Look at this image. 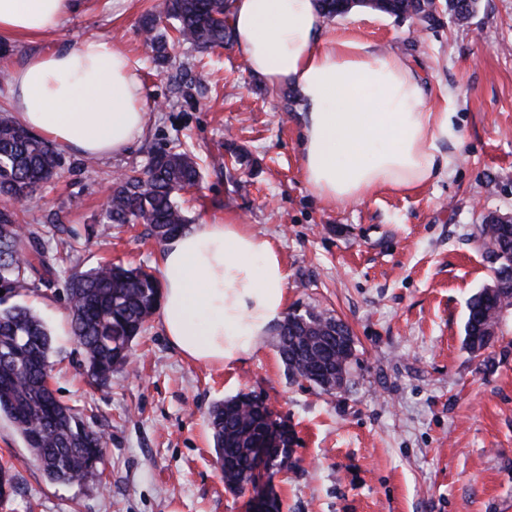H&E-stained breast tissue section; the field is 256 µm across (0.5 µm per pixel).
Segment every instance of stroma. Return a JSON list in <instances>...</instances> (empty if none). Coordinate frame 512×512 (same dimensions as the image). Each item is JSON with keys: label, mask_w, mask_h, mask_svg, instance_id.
<instances>
[{"label": "stroma", "mask_w": 512, "mask_h": 512, "mask_svg": "<svg viewBox=\"0 0 512 512\" xmlns=\"http://www.w3.org/2000/svg\"><path fill=\"white\" fill-rule=\"evenodd\" d=\"M159 0H85L44 38L9 42L0 68L88 38L112 41L142 65L147 130L107 158L61 153L58 178L22 209L46 246L67 254L23 303L52 337L50 385L102 431L103 482L49 483L20 436L0 419V465L17 490L0 512H249L215 463L208 414L250 394L276 406L297 442L271 487L282 512H512V307L492 346L464 344L468 299L491 280L478 237L484 214L512 213V0H480L459 23L363 8L328 19L407 57L456 132L441 153L455 164L417 192L359 202L316 197L301 175L300 103L288 86L253 75L234 43L200 52L168 46L155 62L140 34ZM200 160L198 188L179 202L190 221L231 212L269 239L288 272V312H326L351 330L346 386L326 392L290 378L270 335L224 366L189 361L159 317L133 343L132 365L90 384L71 334L70 275L112 261L156 267L162 247L142 224L104 229L117 172L161 151Z\"/></svg>", "instance_id": "obj_1"}]
</instances>
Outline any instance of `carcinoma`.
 I'll list each match as a JSON object with an SVG mask.
<instances>
[{
	"label": "carcinoma",
	"mask_w": 512,
	"mask_h": 512,
	"mask_svg": "<svg viewBox=\"0 0 512 512\" xmlns=\"http://www.w3.org/2000/svg\"><path fill=\"white\" fill-rule=\"evenodd\" d=\"M228 0H163L161 15L166 31L154 15L146 16L140 30L157 61L168 58V33L177 42L196 49L221 47L232 38ZM478 0H448V14L467 19ZM393 15L420 14V0H318L329 18L343 15L354 5ZM61 156L52 143L33 133L7 112L0 114V248L10 251L0 260V418L19 434L45 477L52 483L89 485L101 482L99 463L106 436L86 425L70 407L54 395L45 371L50 365L52 335L27 307L11 302L21 292L49 281L60 257L38 247L35 232L22 224L17 201L32 199L38 190L58 176ZM201 179L198 163L184 151L153 155L144 169H131L117 181L102 215L104 224H133L150 228L154 237L167 240L189 219L178 196ZM504 232L495 224H482L479 237L488 258L505 250ZM160 283L148 268L102 264L73 273L67 285L71 332L81 345L90 379L104 385L112 374L126 368L132 343L146 330L159 300ZM512 306V280L493 295L483 288L468 303L464 325L465 345L472 353L488 347L485 327L496 323L503 307ZM344 324L332 316L309 311L292 314L279 326L278 347L288 373L329 391L343 384L353 356L347 335L324 345L322 337ZM216 464L225 487L243 492L261 473L288 469L290 457L259 464L253 448L267 432L293 442L291 430L275 423L266 407H258L239 395L215 404L209 412ZM16 476L0 466V499L15 489Z\"/></svg>",
	"instance_id": "carcinoma-1"
}]
</instances>
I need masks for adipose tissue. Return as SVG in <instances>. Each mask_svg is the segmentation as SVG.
<instances>
[{
  "instance_id": "1",
  "label": "adipose tissue",
  "mask_w": 512,
  "mask_h": 512,
  "mask_svg": "<svg viewBox=\"0 0 512 512\" xmlns=\"http://www.w3.org/2000/svg\"><path fill=\"white\" fill-rule=\"evenodd\" d=\"M79 0H0V39L57 30ZM235 45L250 71L301 100V173L327 201L413 193L454 163L447 109L427 102L417 70L348 29L325 34L316 0H228ZM8 104L28 129L84 156L124 152L144 133L141 63L111 42L30 56L11 74ZM160 320L188 360L220 366L256 351L287 309L275 245L233 215L204 218L159 254Z\"/></svg>"
}]
</instances>
